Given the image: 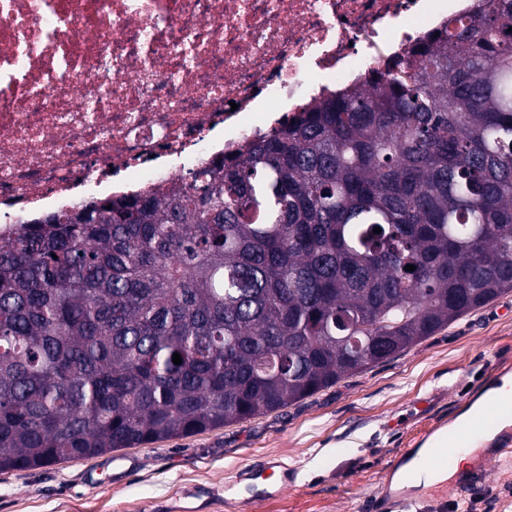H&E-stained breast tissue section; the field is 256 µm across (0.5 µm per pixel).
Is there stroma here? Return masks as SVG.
<instances>
[{
	"label": "stroma",
	"instance_id": "obj_1",
	"mask_svg": "<svg viewBox=\"0 0 512 512\" xmlns=\"http://www.w3.org/2000/svg\"><path fill=\"white\" fill-rule=\"evenodd\" d=\"M504 363L512 364V292L287 408L90 459L1 471L0 512H363L391 462L422 447L434 421L460 412ZM270 457L295 473L294 486L268 500L225 490ZM417 498L422 512L470 499L477 512H512V462L492 464L443 500L427 488Z\"/></svg>",
	"mask_w": 512,
	"mask_h": 512
}]
</instances>
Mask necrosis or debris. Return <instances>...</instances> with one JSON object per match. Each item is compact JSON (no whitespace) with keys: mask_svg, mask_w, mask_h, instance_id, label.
I'll list each match as a JSON object with an SVG mask.
<instances>
[{"mask_svg":"<svg viewBox=\"0 0 512 512\" xmlns=\"http://www.w3.org/2000/svg\"><path fill=\"white\" fill-rule=\"evenodd\" d=\"M471 0H0V235L182 183Z\"/></svg>","mask_w":512,"mask_h":512,"instance_id":"1","label":"necrosis or debris"}]
</instances>
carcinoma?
I'll return each instance as SVG.
<instances>
[{"instance_id":"carcinoma-1","label":"carcinoma","mask_w":512,"mask_h":512,"mask_svg":"<svg viewBox=\"0 0 512 512\" xmlns=\"http://www.w3.org/2000/svg\"><path fill=\"white\" fill-rule=\"evenodd\" d=\"M511 27L475 0L205 180L0 236V471L284 408L511 292Z\"/></svg>"}]
</instances>
